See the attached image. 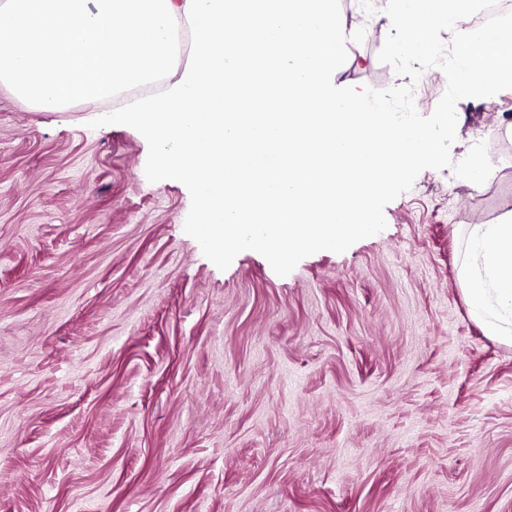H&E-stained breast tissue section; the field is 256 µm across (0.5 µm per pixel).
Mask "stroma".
Wrapping results in <instances>:
<instances>
[{"label": "stroma", "instance_id": "stroma-1", "mask_svg": "<svg viewBox=\"0 0 512 512\" xmlns=\"http://www.w3.org/2000/svg\"><path fill=\"white\" fill-rule=\"evenodd\" d=\"M386 4L333 82L414 84L430 115L446 75L379 62ZM133 100L0 84V512H512V345L457 272L512 214V163L447 197L423 170L385 230L287 276L252 250L222 270L145 138L92 127ZM506 101L457 102L453 161Z\"/></svg>", "mask_w": 512, "mask_h": 512}]
</instances>
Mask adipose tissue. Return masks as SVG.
<instances>
[{
	"label": "adipose tissue",
	"instance_id": "adipose-tissue-1",
	"mask_svg": "<svg viewBox=\"0 0 512 512\" xmlns=\"http://www.w3.org/2000/svg\"><path fill=\"white\" fill-rule=\"evenodd\" d=\"M460 275L473 318L512 344V215L469 228Z\"/></svg>",
	"mask_w": 512,
	"mask_h": 512
}]
</instances>
